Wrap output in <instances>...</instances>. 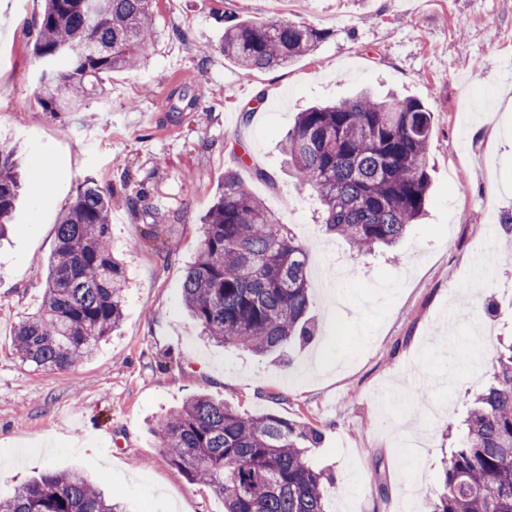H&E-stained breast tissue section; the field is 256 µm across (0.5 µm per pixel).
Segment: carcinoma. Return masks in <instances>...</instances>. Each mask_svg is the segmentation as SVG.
<instances>
[{"label": "carcinoma", "mask_w": 512, "mask_h": 512, "mask_svg": "<svg viewBox=\"0 0 512 512\" xmlns=\"http://www.w3.org/2000/svg\"><path fill=\"white\" fill-rule=\"evenodd\" d=\"M45 2L33 52L43 63L38 102L46 112L80 107L103 75L136 66L153 35V0ZM221 20L224 57L245 71L286 67L323 39L290 21ZM433 120L415 99L360 94L299 112L280 149L293 177L312 188L325 231L367 254L394 246L426 211ZM18 188L15 152L0 147V237ZM110 212L111 195L85 179L60 216L42 305L13 334L21 362L71 367L120 324L126 274L111 248ZM308 265L306 247L227 173L185 269L182 300L201 335L267 354L310 335ZM159 435L172 465L212 488L224 512H327L329 479L307 457L320 440L312 426L195 394L161 420ZM441 483V493H424L426 512H512V344L498 353L494 381L475 394ZM0 512L127 508L83 472L49 469L0 497Z\"/></svg>", "instance_id": "1"}]
</instances>
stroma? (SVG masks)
<instances>
[{"label": "stroma", "mask_w": 512, "mask_h": 512, "mask_svg": "<svg viewBox=\"0 0 512 512\" xmlns=\"http://www.w3.org/2000/svg\"><path fill=\"white\" fill-rule=\"evenodd\" d=\"M44 7L0 0V139L26 170L0 241V495L49 467L78 469L133 512H224L157 433L205 394L317 428L310 459L334 480L327 512H421L408 485L436 486L499 338L512 336V82L498 69L512 55V0H155L139 66L105 78L106 98L55 113L36 100L41 63L26 36ZM223 13L324 38L288 68L248 73L220 49ZM362 89L434 114L427 212L390 253L326 234L280 151L307 105ZM228 172L309 251L308 343L227 348L184 308L183 273ZM87 176L112 194V249L131 279L123 319L93 357L38 370L16 356L13 331L42 303L58 216ZM411 434L423 452L404 473L395 460Z\"/></svg>", "instance_id": "35a3bbf8"}]
</instances>
